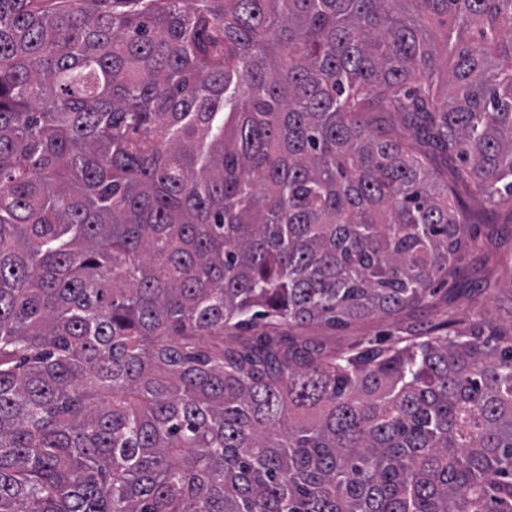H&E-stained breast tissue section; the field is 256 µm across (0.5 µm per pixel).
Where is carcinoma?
<instances>
[{"label":"carcinoma","instance_id":"obj_1","mask_svg":"<svg viewBox=\"0 0 512 512\" xmlns=\"http://www.w3.org/2000/svg\"><path fill=\"white\" fill-rule=\"evenodd\" d=\"M503 212L512 0H0V512H512V320L284 334Z\"/></svg>","mask_w":512,"mask_h":512}]
</instances>
